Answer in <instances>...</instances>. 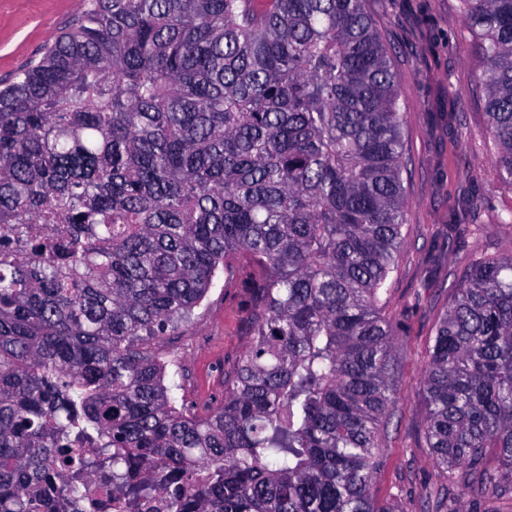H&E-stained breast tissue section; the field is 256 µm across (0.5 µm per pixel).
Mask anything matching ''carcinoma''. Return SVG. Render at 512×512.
<instances>
[{
    "mask_svg": "<svg viewBox=\"0 0 512 512\" xmlns=\"http://www.w3.org/2000/svg\"><path fill=\"white\" fill-rule=\"evenodd\" d=\"M0 89V512H397L381 298L407 227L400 75L367 0H82ZM512 185V0H459ZM257 263L224 400L175 405L139 344ZM426 448L458 500L512 490V252L448 273ZM88 439L87 453L72 442ZM87 512H126L123 504L113 500L110 487L93 478L88 484Z\"/></svg>",
    "mask_w": 512,
    "mask_h": 512,
    "instance_id": "1",
    "label": "carcinoma"
}]
</instances>
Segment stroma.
<instances>
[{
	"instance_id": "obj_1",
	"label": "stroma",
	"mask_w": 512,
	"mask_h": 512,
	"mask_svg": "<svg viewBox=\"0 0 512 512\" xmlns=\"http://www.w3.org/2000/svg\"><path fill=\"white\" fill-rule=\"evenodd\" d=\"M378 30L390 46L403 82L409 141L408 233L397 273L388 280L387 312L399 337L395 374L396 412L372 485L380 499L395 500L402 512H427L446 481L426 446L422 385L434 324L448 300V270L475 251H512V224L497 213L512 208V186L499 182L485 162L484 103L478 86L482 61L465 37L458 0H368ZM79 10V0H0V82ZM461 119V140L448 133V115ZM482 209L480 237L469 231L463 198ZM233 283L216 275L191 320L174 333L150 339L145 349L179 361L175 397L203 407L216 381L213 356L230 372L250 345L251 285L260 271L238 257Z\"/></svg>"
}]
</instances>
